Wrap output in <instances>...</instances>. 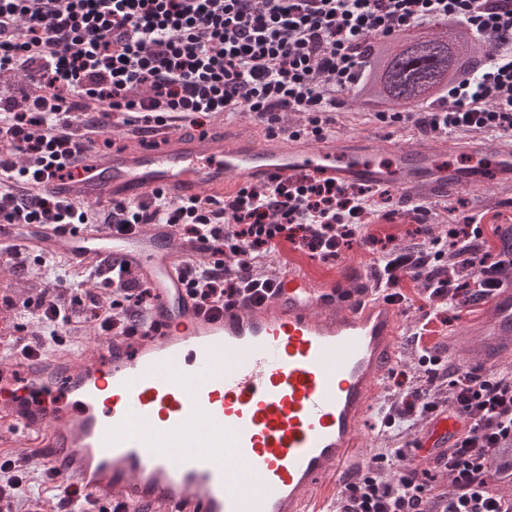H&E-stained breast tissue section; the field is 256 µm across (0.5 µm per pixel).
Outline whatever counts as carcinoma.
<instances>
[{"mask_svg":"<svg viewBox=\"0 0 512 512\" xmlns=\"http://www.w3.org/2000/svg\"><path fill=\"white\" fill-rule=\"evenodd\" d=\"M370 75L340 96L366 112L424 110L457 80L464 64L485 62L476 39L463 27L436 21L407 29L391 41L367 44Z\"/></svg>","mask_w":512,"mask_h":512,"instance_id":"1","label":"carcinoma"}]
</instances>
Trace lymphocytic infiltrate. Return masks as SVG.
Instances as JSON below:
<instances>
[{"label": "lymphocytic infiltrate", "instance_id": "lymphocytic-infiltrate-1", "mask_svg": "<svg viewBox=\"0 0 512 512\" xmlns=\"http://www.w3.org/2000/svg\"><path fill=\"white\" fill-rule=\"evenodd\" d=\"M440 19L481 40L487 63L430 111L378 112L375 120L511 141L512 0H0V222L116 230L170 225L216 256L187 273L189 291L206 311L269 298L276 277L266 266L279 249L325 261L360 239L371 254L373 285L387 301L405 302L404 278L423 281L428 309L413 333L423 343L432 324L449 323L457 309L447 263L468 268L484 299L512 271V248L483 250L475 217L449 225L446 236L401 247L361 234L376 220L383 191L305 172L273 186H243L221 201H175L159 193L107 209L48 196L42 183L64 171L66 159L93 135L105 133L111 117L148 125L178 114L199 126L214 114H239L270 135L325 138L341 88L366 72L362 45ZM285 112L305 113L306 124L282 127ZM96 276L112 301L59 284L0 301L53 328L71 327L81 315L105 335H138L150 290L120 268L101 267ZM448 383L462 427L435 461L451 477L452 492L434 493L411 449L399 448L344 484L336 512H512V499L493 493L486 481L501 456L512 454V371L459 367ZM437 409L428 389L412 383L384 423L409 430ZM392 459L400 472L386 482L378 471Z\"/></svg>", "mask_w": 512, "mask_h": 512}]
</instances>
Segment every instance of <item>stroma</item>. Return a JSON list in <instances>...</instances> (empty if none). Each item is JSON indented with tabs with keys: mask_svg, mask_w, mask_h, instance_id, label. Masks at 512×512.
Segmentation results:
<instances>
[{
	"mask_svg": "<svg viewBox=\"0 0 512 512\" xmlns=\"http://www.w3.org/2000/svg\"><path fill=\"white\" fill-rule=\"evenodd\" d=\"M335 141L357 136L363 133H378L395 137L405 145L427 148L437 153L441 165L454 164L464 166L471 162V155L466 149L471 145H481L485 152H492L500 141L494 137L469 135L455 138L456 152L444 151L445 137L419 133L414 129L398 126H386L367 120L364 113L350 103H341L335 112ZM386 209L389 219L368 224L369 233L378 237L393 238L395 244L412 246L423 240L445 234L447 225L439 218L429 217L425 223H417L409 210L407 199L397 186H390ZM449 202L459 212L479 214L483 217V245L486 250L497 253L503 251L512 242V184L502 183L490 186L480 192H459L449 195ZM371 256L366 246L354 243L352 248L342 250L338 257L323 261L312 259L307 255L292 252L288 255V266L300 271L311 283L327 286L333 283L349 288L356 287L359 279L370 278ZM402 291L411 298L410 306L400 308V331L396 338V348L391 370L405 371L409 378L422 377L424 369L420 365L423 348L447 358L452 366H482L479 343L481 338L477 331L479 324L485 321L488 302L459 309L447 326L427 337L425 345H416L412 332L421 316L423 284L419 281L404 279ZM428 419H419L412 430L404 435H397L395 429L378 423L376 413H368L360 426V435L356 445L349 453L344 465L333 475L327 477L314 491L315 500L336 498L342 484L356 472L360 463L369 461L375 454L402 445L403 442H415L425 433ZM11 459L23 463L24 482L28 495L39 499L43 512H59L58 485L59 478L48 477L34 449L1 448L0 461Z\"/></svg>",
	"mask_w": 512,
	"mask_h": 512,
	"instance_id": "stroma-1",
	"label": "stroma"
}]
</instances>
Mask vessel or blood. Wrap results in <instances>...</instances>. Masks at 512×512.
I'll return each instance as SVG.
<instances>
[{
  "mask_svg": "<svg viewBox=\"0 0 512 512\" xmlns=\"http://www.w3.org/2000/svg\"><path fill=\"white\" fill-rule=\"evenodd\" d=\"M69 176L44 189L93 207L223 199L247 184L305 170L344 183L421 185L425 198L512 180V145L469 167H435L423 148L366 134L333 144L254 135L222 139L211 128L182 131L164 119L98 159L71 157ZM19 247L128 270L155 302L144 335L94 350L0 361V446L38 448L80 494L127 512H309L318 483L339 470L358 424L393 359L398 310L371 289L318 288L294 271L279 275L263 304L201 311L184 268L198 245L165 224L125 233L100 224L0 226V252ZM481 354L512 355V286L491 303ZM459 421L444 413L423 442L448 448Z\"/></svg>",
  "mask_w": 512,
  "mask_h": 512,
  "instance_id": "1",
  "label": "vessel or blood"
}]
</instances>
